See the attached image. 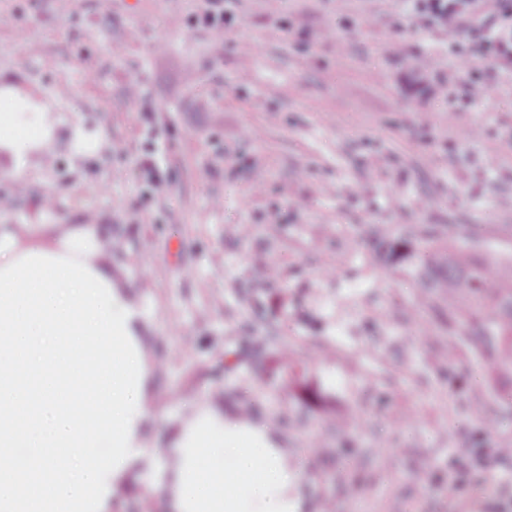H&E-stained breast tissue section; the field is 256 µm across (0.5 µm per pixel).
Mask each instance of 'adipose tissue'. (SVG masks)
Listing matches in <instances>:
<instances>
[{"instance_id": "ef3b65f1", "label": "adipose tissue", "mask_w": 512, "mask_h": 512, "mask_svg": "<svg viewBox=\"0 0 512 512\" xmlns=\"http://www.w3.org/2000/svg\"><path fill=\"white\" fill-rule=\"evenodd\" d=\"M0 152L24 185L51 153L54 113L0 78ZM142 307L100 225H0V512H112L151 455L153 365ZM156 477L169 512H301L302 478L261 422L195 406Z\"/></svg>"}]
</instances>
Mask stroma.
<instances>
[{"label": "stroma", "instance_id": "1", "mask_svg": "<svg viewBox=\"0 0 512 512\" xmlns=\"http://www.w3.org/2000/svg\"><path fill=\"white\" fill-rule=\"evenodd\" d=\"M194 2L71 0L64 15L57 0H0V76L104 141L77 158L60 140L0 225L92 212L111 226L106 255L148 321L156 465L206 403L280 435L304 512H512V456L448 496L452 459L512 449V372L471 352L443 366L446 328L415 277L423 244L393 259L371 236L468 224L484 256L512 255V77L414 29L407 0H226L219 35ZM462 64L482 101L442 91L438 69ZM244 336L287 337L292 356L274 344L261 378L224 373ZM305 388L322 405L302 407Z\"/></svg>", "mask_w": 512, "mask_h": 512}]
</instances>
